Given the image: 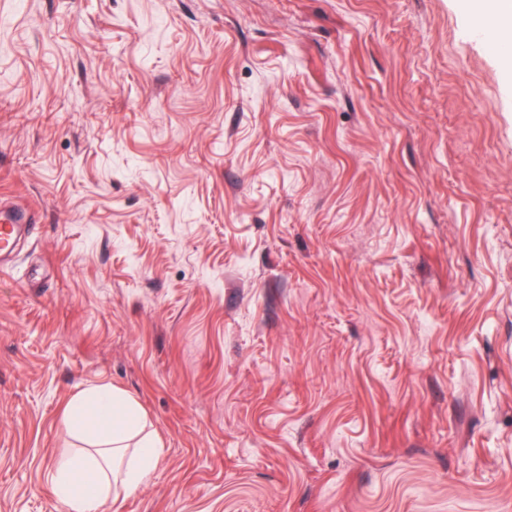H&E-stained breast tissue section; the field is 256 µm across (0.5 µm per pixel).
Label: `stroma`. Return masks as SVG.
I'll use <instances>...</instances> for the list:
<instances>
[{"instance_id": "obj_1", "label": "stroma", "mask_w": 512, "mask_h": 512, "mask_svg": "<svg viewBox=\"0 0 512 512\" xmlns=\"http://www.w3.org/2000/svg\"><path fill=\"white\" fill-rule=\"evenodd\" d=\"M467 0H0V512L74 394L101 512H512V51ZM26 212L19 211L6 204L0 208V272L13 268V255L19 245L21 229L26 224ZM71 430L84 436L94 453L68 454L50 477L68 512H98L111 495L146 483L161 448L149 434L137 403L117 389L89 388L66 406Z\"/></svg>"}]
</instances>
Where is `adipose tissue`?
<instances>
[{"label": "adipose tissue", "mask_w": 512, "mask_h": 512, "mask_svg": "<svg viewBox=\"0 0 512 512\" xmlns=\"http://www.w3.org/2000/svg\"><path fill=\"white\" fill-rule=\"evenodd\" d=\"M71 430L92 447L88 454H68L55 464L50 477L67 512H100L113 495L130 493L146 483L161 448L145 434L137 403L117 389L89 388L66 406Z\"/></svg>", "instance_id": "1"}]
</instances>
